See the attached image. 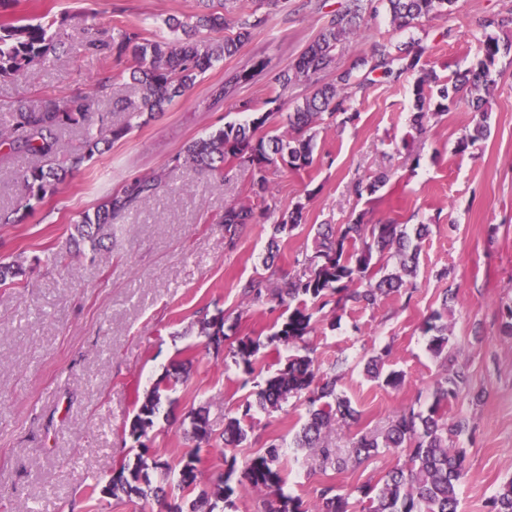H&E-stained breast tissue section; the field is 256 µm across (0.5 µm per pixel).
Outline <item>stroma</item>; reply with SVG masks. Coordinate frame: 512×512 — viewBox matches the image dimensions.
<instances>
[{"instance_id": "1", "label": "stroma", "mask_w": 512, "mask_h": 512, "mask_svg": "<svg viewBox=\"0 0 512 512\" xmlns=\"http://www.w3.org/2000/svg\"><path fill=\"white\" fill-rule=\"evenodd\" d=\"M340 3L283 0L266 27L152 119L100 99V111L113 123L131 124L130 133L76 167L71 159L82 149L85 130L66 133L59 159L71 172L43 200L25 198L19 174L29 157L0 160V210L19 211L17 223L0 224V259L27 270L22 287L0 288V512H154V500L113 497L102 489L134 457L136 396L187 359L188 378L174 386L148 433L150 459L177 468L193 447L184 434L187 413L204 404L213 435L200 450L202 480H215L230 462L244 464L277 444L286 494L309 503L332 486L347 497L349 512H363L360 487L378 483L395 455L358 467L311 469L306 451L294 446L305 403L291 398L276 411L253 409L244 443L228 451L222 439L227 418L255 400L259 384L292 354L271 340L287 307L271 298L248 302L243 285L255 277L273 285L281 274L302 272L319 225L345 224L359 214L371 224L428 225L416 287L372 308L350 302L336 311L314 310L313 356L321 370L341 374L363 430L385 426L404 407L426 408L445 361L466 366L469 392L444 408L448 418L468 419L472 427L457 442L467 451L468 468L459 512H491L493 495L512 479V339L500 332V308L512 303V60L498 63L488 98L490 136L462 154L456 142L475 124L468 105L431 119L419 140L409 123L414 77L378 82L357 95L356 121L318 127L307 170L272 169L266 195L272 213L304 205L301 224L277 237L262 222L231 242L218 222L225 206L252 201L248 173L236 172L220 185L192 165H169L191 140L242 119L236 100L259 106L269 95L262 74L239 85L233 101L213 102L214 85L260 59L288 67ZM507 5L512 0H459L451 17L404 32L382 12L337 49L336 61L351 65L380 37L401 44L422 37L432 48L430 66L448 76L476 64L480 20ZM198 9V0H16L0 11V22L45 13L66 14L70 21L61 31L66 50L54 66L0 79V124L17 106L88 91L104 70L126 69L125 60L105 62L81 51L85 23L109 34L138 26L147 36L167 38L168 18L183 20ZM162 172L168 175L163 190L109 228L104 249L66 253L82 213L94 211L130 178ZM381 174L387 181L375 193H353L355 182ZM451 283L459 291L448 311L453 336L443 359L429 351L423 324L440 310ZM219 311L226 336L217 352L205 348L197 321ZM246 336L262 343L249 373L232 357ZM374 355L383 356L386 370L404 373L400 389L366 376L364 364Z\"/></svg>"}]
</instances>
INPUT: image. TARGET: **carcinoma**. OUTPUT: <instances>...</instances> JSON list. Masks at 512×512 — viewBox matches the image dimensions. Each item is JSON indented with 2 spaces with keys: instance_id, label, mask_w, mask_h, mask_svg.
Here are the masks:
<instances>
[{
  "instance_id": "obj_1",
  "label": "carcinoma",
  "mask_w": 512,
  "mask_h": 512,
  "mask_svg": "<svg viewBox=\"0 0 512 512\" xmlns=\"http://www.w3.org/2000/svg\"><path fill=\"white\" fill-rule=\"evenodd\" d=\"M458 0H344L321 29L318 37L307 46L288 68L272 71L269 63L260 61L255 70L268 75L272 88L283 89L304 86L310 89L288 113V128L284 132L268 131L274 115L272 106L280 96L265 100L269 109L262 110L249 101L239 100L237 106L250 114L242 123H226L209 135L189 142L175 157V162L192 164L218 183L237 168L249 172L252 194L265 198L269 187V171L282 164L293 171L310 167L314 161L316 127L338 115L352 120L358 113L352 111L353 97L378 82L398 83L406 76L418 74L413 86L414 107L411 115L412 138H420L434 116L442 115L461 102H467L480 118L456 144V152L464 153L490 136V126L484 113L483 92L496 82L499 58L512 54V40L500 34L512 30V9L486 14L480 21L481 38L477 39L480 59L476 67L441 78L422 62L428 47L418 41L396 44L390 38L373 41L368 53L351 66H336V47L356 35L366 18L374 17L384 7L396 30L424 27L431 21L454 13ZM275 0H254L248 11H238L234 0H224L221 7L214 0H199L200 11L190 21L176 20L171 28L181 30L176 40L144 36L140 29L124 27L111 36L98 34L81 44L82 50L103 60L128 58L129 76L138 86V95L122 100V109L135 117H149L162 112L191 89L199 76L212 65L233 56L252 32L267 22ZM68 17L47 20H27L22 24L0 22V79L14 78L32 65L48 67L56 54L55 29L63 26ZM233 28L232 37L214 39L211 34ZM253 78L251 74L236 75L215 91L220 100L233 99L241 81ZM124 79L119 74L98 80L87 93L68 97L45 96L31 105L14 109L6 130L4 143L9 151L36 158V163L21 173L27 198L42 200L55 192L66 175L59 155L62 132L80 125L95 113V101L107 95L112 86ZM99 133L88 134L82 153L73 159L77 165L127 136L131 126L114 125L108 113L98 114ZM162 176L134 177L119 191L113 193L93 213L84 214L73 224L68 244L76 249L89 248L95 252L102 247L104 231L120 218L137 209L140 201L157 192ZM304 206L297 202L281 212L273 225V234L293 230L301 224ZM264 213L253 204H231L224 208L219 223L224 233L234 239L249 224H257ZM428 232V225L419 224L413 232L404 224L387 220L368 225L363 216L334 230L317 232L312 254L306 256L308 272L302 275H283L276 287L279 304L293 307L281 328L270 341L283 345L300 346L305 354H296L274 376L265 380L256 392V402L239 406L240 415L231 417L224 426V446L238 447L247 438L244 422L252 417L254 407L277 409L290 398L304 401L308 417L295 438V445L308 452L320 467L360 465L382 452L401 453L402 464L389 469L380 484L360 487L367 501V512H458L457 490L467 475L466 453L450 445L451 438H459L468 431L466 419L448 421L442 407L458 397L470 386V375L463 365L446 370L445 376L431 392L427 410L410 406L394 415L380 430L357 432L347 450L335 448L327 441L335 425L348 428L359 424L361 412L340 388L341 376L326 374L315 365L308 350L313 332L312 313L307 300L325 307L330 303L352 301L372 308L384 296L415 287L418 271L420 242ZM393 252L395 268L382 276L374 272L373 253ZM23 265L0 262V287L15 288L25 277ZM267 285L256 278L243 285V295L251 302H261ZM456 293L448 291L443 297V311H436L425 323L424 332L430 334L429 350L438 357L448 349L450 329L443 320L448 304ZM200 335L218 346L224 335V313L203 314L199 320ZM260 342L250 337L239 339L233 351L235 363L243 364L248 373L253 371ZM366 375L384 386L396 389L403 382L398 371H383L382 358H370ZM173 383L161 378L143 396L136 397V413L130 425V435L139 442L140 451L134 462L122 464L112 475L109 494L143 498L153 494L164 512H215L219 503L233 506L235 491L244 494H263L262 512H348L347 498L332 487L321 491L319 499L308 507L283 491L285 477L279 465V447L272 444L265 452L245 461L238 488L220 479L191 500L171 504L167 488L177 484L183 490L201 483L199 451L212 440L207 410L201 406L191 409L190 435L195 449L179 462L176 477L159 462H147L148 448L140 439L154 427L162 403L167 400ZM493 512H512V478L503 483L493 497Z\"/></svg>"
}]
</instances>
